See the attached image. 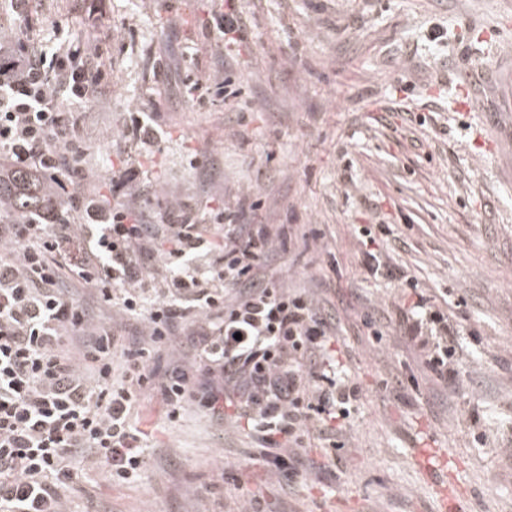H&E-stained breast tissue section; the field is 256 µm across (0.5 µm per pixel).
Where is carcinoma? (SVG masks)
I'll use <instances>...</instances> for the list:
<instances>
[{"label":"carcinoma","instance_id":"obj_1","mask_svg":"<svg viewBox=\"0 0 512 512\" xmlns=\"http://www.w3.org/2000/svg\"><path fill=\"white\" fill-rule=\"evenodd\" d=\"M79 204V197L59 196L53 187L34 180L24 169L0 174V224H18L32 212L48 209L66 219Z\"/></svg>","mask_w":512,"mask_h":512}]
</instances>
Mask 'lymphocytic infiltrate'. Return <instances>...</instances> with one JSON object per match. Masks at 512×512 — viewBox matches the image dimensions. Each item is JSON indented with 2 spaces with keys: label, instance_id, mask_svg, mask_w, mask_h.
I'll return each instance as SVG.
<instances>
[{
  "label": "lymphocytic infiltrate",
  "instance_id": "1",
  "mask_svg": "<svg viewBox=\"0 0 512 512\" xmlns=\"http://www.w3.org/2000/svg\"><path fill=\"white\" fill-rule=\"evenodd\" d=\"M55 36L44 45L0 40V150L9 164L62 187L86 152L63 106L91 101L106 82L95 46L60 26ZM237 214L225 207L217 243L191 219L153 224L118 202L79 226L43 223L39 212L0 224V512H61V493L86 452L112 482L137 480L145 458L131 418L151 394L173 417L198 394L217 415L230 407L260 420L276 475L302 466L281 447L331 441L360 394L329 351L336 315L264 274L286 229L242 224ZM158 235L169 244L161 279L143 261ZM67 271L121 318L140 322L151 344L179 331L192 336L218 385L196 392L180 367L156 379L149 346L91 328L65 286ZM397 326L437 380L457 381L459 321L421 297L399 307ZM73 336L85 339L81 358L94 381L77 373L67 348Z\"/></svg>",
  "mask_w": 512,
  "mask_h": 512
}]
</instances>
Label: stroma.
Instances as JSON below:
<instances>
[{
  "mask_svg": "<svg viewBox=\"0 0 512 512\" xmlns=\"http://www.w3.org/2000/svg\"><path fill=\"white\" fill-rule=\"evenodd\" d=\"M246 40L226 56L208 28L220 0H32L0 7V33L45 43L54 22L103 49L105 95L74 108L87 147L70 188L111 192L136 159L123 203L151 220L307 224L267 271L340 322L332 349L360 388L337 447L299 449L294 482L270 475L246 419L198 398L169 418L159 396L133 417L142 477L114 484L87 462L66 512H512V0H241ZM231 76L232 96L217 84ZM153 143L133 150L132 116ZM425 123H418V116ZM386 224L382 259L462 321L464 356L446 389L396 326L403 284L366 277L359 228ZM94 325L138 341L93 289L72 288ZM383 320L368 339L363 310ZM202 372L190 337L154 362ZM482 432L484 441L473 438Z\"/></svg>",
  "mask_w": 512,
  "mask_h": 512,
  "instance_id": "stroma-1",
  "label": "stroma"
}]
</instances>
